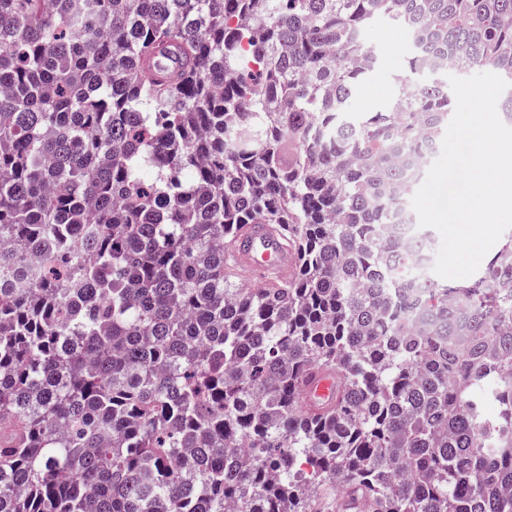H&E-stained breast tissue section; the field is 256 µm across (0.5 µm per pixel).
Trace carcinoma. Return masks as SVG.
<instances>
[{
	"label": "carcinoma",
	"mask_w": 512,
	"mask_h": 512,
	"mask_svg": "<svg viewBox=\"0 0 512 512\" xmlns=\"http://www.w3.org/2000/svg\"><path fill=\"white\" fill-rule=\"evenodd\" d=\"M484 69L512 0H0V512H512V242L439 285L390 206ZM245 224L294 277L232 280ZM364 40L378 54L381 68L368 78L362 89L350 100L349 110L354 115L375 112L393 97L396 92L393 75L402 68L411 49L408 33L389 23L376 24L367 29ZM341 386L336 375L324 370L308 372L301 382V396L304 405L312 410L331 407L339 398Z\"/></svg>",
	"instance_id": "cac0c4a2"
}]
</instances>
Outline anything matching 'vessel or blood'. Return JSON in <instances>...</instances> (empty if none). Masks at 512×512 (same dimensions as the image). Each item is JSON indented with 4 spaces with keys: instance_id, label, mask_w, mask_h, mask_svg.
I'll return each instance as SVG.
<instances>
[{
    "instance_id": "b4317fda",
    "label": "vessel or blood",
    "mask_w": 512,
    "mask_h": 512,
    "mask_svg": "<svg viewBox=\"0 0 512 512\" xmlns=\"http://www.w3.org/2000/svg\"><path fill=\"white\" fill-rule=\"evenodd\" d=\"M238 273L251 280L268 283L293 276L299 255L265 224H249L231 248ZM341 387L336 376L322 370L308 372L301 382V396L308 409L332 406Z\"/></svg>"
}]
</instances>
